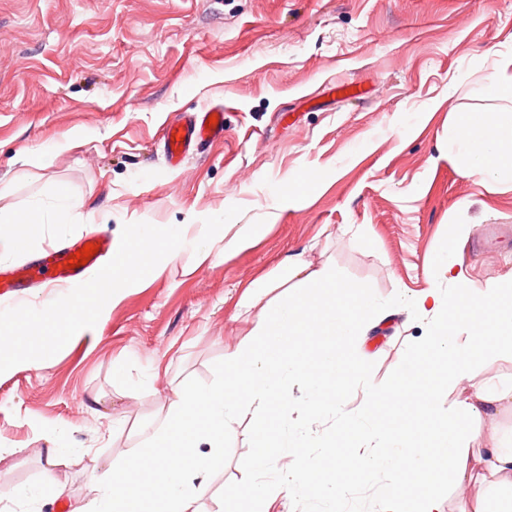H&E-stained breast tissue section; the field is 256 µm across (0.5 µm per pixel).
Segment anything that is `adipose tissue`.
I'll list each match as a JSON object with an SVG mask.
<instances>
[{
	"label": "adipose tissue",
	"instance_id": "obj_1",
	"mask_svg": "<svg viewBox=\"0 0 512 512\" xmlns=\"http://www.w3.org/2000/svg\"><path fill=\"white\" fill-rule=\"evenodd\" d=\"M483 93L504 106L455 114L454 159L485 185L512 184V62L486 76ZM285 265V274L261 275L244 291L239 305L251 312L252 327L225 353L223 382L174 389L163 422L142 446L108 465L72 512H199L198 498L243 410L255 413L254 462L261 469L298 445L283 422L286 381L304 380L306 418L335 404L343 377L356 366L351 346L366 338L383 309L365 290L347 289L329 266L290 258ZM463 266L455 249L432 261L427 275L435 285L412 302L430 319L427 336L402 358L395 386L368 389L361 402L363 419L373 424V449L353 468L395 473L382 495L396 512H442L439 489L449 481L512 489V438L475 447L456 429L457 420L512 409V385L469 381L477 359L512 351V302L503 300L512 280L475 288ZM441 281L449 291L438 289ZM284 485L292 494L345 499L328 456L294 467Z\"/></svg>",
	"mask_w": 512,
	"mask_h": 512
}]
</instances>
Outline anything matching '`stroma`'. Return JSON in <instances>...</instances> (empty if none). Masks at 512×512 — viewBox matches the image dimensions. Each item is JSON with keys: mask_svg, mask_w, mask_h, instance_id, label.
I'll use <instances>...</instances> for the list:
<instances>
[{"mask_svg": "<svg viewBox=\"0 0 512 512\" xmlns=\"http://www.w3.org/2000/svg\"><path fill=\"white\" fill-rule=\"evenodd\" d=\"M511 55L512 0H0V210L41 211L25 249L0 262L92 234L117 241L127 223L199 226L233 205L236 224L266 227L226 257L163 260L57 354L0 374V493L13 512L84 502L98 469L162 422L173 387L218 384L250 328L236 315L243 291L288 256L332 264L388 312L299 441L311 458L328 435L337 461L363 454L360 402L418 347L428 320L411 298L431 287L435 255L457 247L478 288L512 275V189L466 175L449 132L455 113L500 108L482 79ZM219 104L223 140L169 168L164 126ZM70 135L78 145L56 149ZM58 190L82 223H53ZM453 224L469 238L453 242ZM251 425L244 415L225 436L201 512H220L225 487L252 474ZM50 448L58 492L42 484ZM392 478L349 477L358 512H389Z\"/></svg>", "mask_w": 512, "mask_h": 512, "instance_id": "1", "label": "stroma"}]
</instances>
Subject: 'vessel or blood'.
<instances>
[{
	"label": "vessel or blood",
	"instance_id": "1",
	"mask_svg": "<svg viewBox=\"0 0 512 512\" xmlns=\"http://www.w3.org/2000/svg\"><path fill=\"white\" fill-rule=\"evenodd\" d=\"M223 114V108L214 106L200 109L168 123L163 130L162 140L170 165L178 166L195 145L223 138ZM89 241L98 245V255L92 256L86 264L74 268L67 265L71 255L70 249L67 248L53 253L51 261L47 263L36 261L21 266L0 265V296L13 293L24 280L64 284L85 282L89 272L99 265L101 254L112 249L111 241L103 236H90Z\"/></svg>",
	"mask_w": 512,
	"mask_h": 512
}]
</instances>
